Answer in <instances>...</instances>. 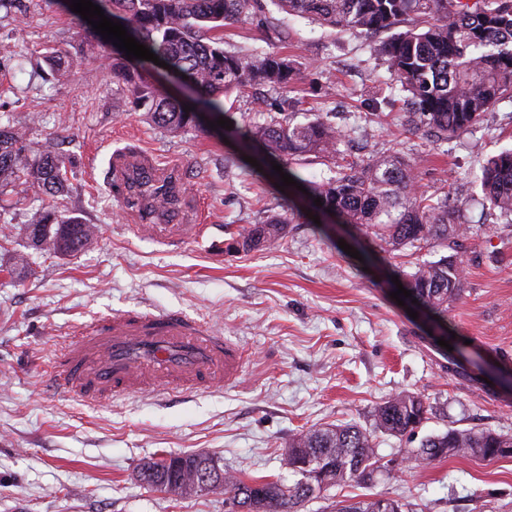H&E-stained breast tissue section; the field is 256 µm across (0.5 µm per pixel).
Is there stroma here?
Instances as JSON below:
<instances>
[{"mask_svg": "<svg viewBox=\"0 0 512 512\" xmlns=\"http://www.w3.org/2000/svg\"><path fill=\"white\" fill-rule=\"evenodd\" d=\"M383 39L292 17L268 2L260 18L225 26L224 48L300 57L310 65L304 79L285 90L258 85L228 94L224 117L235 136L207 124L175 135L113 83L112 42L76 28L59 0L0 8V122L24 135L30 164L54 141L67 169L58 196L0 182V512H227L219 489L149 492L141 465L163 454H204L224 470L289 483L284 458L298 434L349 422L371 428L376 405L402 392L423 397L428 419L412 439L376 433L384 458L401 460L403 449L451 427L512 433V389L504 383L512 373V223L483 214L471 184L488 157L512 147V103L447 141L410 133L404 95L390 89L385 65L372 56ZM52 51L83 64L56 73ZM293 99L297 121L334 113L345 160L399 154L427 195L463 204L472 222L460 252L465 284L444 327L467 376L449 374L434 323L411 318L392 297L397 269L412 271L449 248L392 252L354 226L317 225L305 200L244 161L241 134ZM126 146L180 167L185 203L208 210V236L174 248L123 231L127 217L106 171L110 153ZM48 212L95 226L93 240L68 255L34 248L26 227ZM272 218L287 223L278 244L232 250L243 227ZM136 307L202 319L246 349L243 376L209 391L109 403L57 392L49 361L75 324ZM367 495L412 502L417 512H512V455L403 462L371 485L321 492L301 512H329L336 497Z\"/></svg>", "mask_w": 512, "mask_h": 512, "instance_id": "35a3bbf8", "label": "stroma"}]
</instances>
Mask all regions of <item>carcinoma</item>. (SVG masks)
I'll return each mask as SVG.
<instances>
[{
    "mask_svg": "<svg viewBox=\"0 0 512 512\" xmlns=\"http://www.w3.org/2000/svg\"><path fill=\"white\" fill-rule=\"evenodd\" d=\"M289 16L310 17L335 30L377 33L401 24L406 29L379 44L377 55L386 64L390 85L406 94L410 106L404 122L410 130L436 140L448 139L473 126L496 104L512 100V0H272ZM104 14L150 48L169 70L186 76L197 91L194 102L205 112L224 113V95L256 85L288 89L300 79L298 61L277 52L232 54L224 51V26L263 8L262 0H97ZM152 61L122 55L112 58L113 77L130 92L133 102L150 119L172 134L194 124L192 112L161 95L142 77ZM342 131L329 116L296 123L292 113L279 112L255 126L243 140L259 142L266 156L300 161L310 156L336 160ZM65 158L49 145L39 164L31 166L23 136L0 125V180L38 186L48 194L63 191ZM292 178L314 198L321 211H331L341 224H352L379 236L392 251L439 242L454 250L471 230L463 221L462 205L448 196L437 200L420 190L415 168L395 155L337 165L336 175L312 183L294 172ZM484 198L501 216L512 218V150L490 157L479 178ZM46 251L73 253L84 247L94 230L77 220H39ZM285 224L273 218L238 233L244 253L272 246L282 239ZM404 287L432 314L442 318L448 305L463 292L465 267L455 255L425 261L399 274ZM421 396L402 392L374 410V429L391 436L412 435L426 420ZM512 450V434L493 430L448 429L425 437L417 448H406L401 460L428 465L451 457L494 460ZM171 470L168 456L143 465L140 480L163 494L190 495L202 471L204 455H177ZM285 465L297 479L247 482L225 472L215 488L224 490L229 512H298L304 503L332 487L368 485L376 473L392 474L395 460L381 462L372 432L355 423L310 429L295 437ZM336 512H414L412 503L374 497L336 503Z\"/></svg>",
    "mask_w": 512,
    "mask_h": 512,
    "instance_id": "1",
    "label": "carcinoma"
}]
</instances>
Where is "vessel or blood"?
<instances>
[{"label":"vessel or blood","mask_w":512,"mask_h":512,"mask_svg":"<svg viewBox=\"0 0 512 512\" xmlns=\"http://www.w3.org/2000/svg\"><path fill=\"white\" fill-rule=\"evenodd\" d=\"M109 187L131 208V232L149 233L169 246L205 229L197 210L175 205L168 215L151 211L156 192L182 197L180 169L153 153L122 148L109 160ZM247 353L183 312L117 311L84 325L70 344L54 354L51 380L62 393L85 401L114 399L137 391L191 393L215 383L237 381Z\"/></svg>","instance_id":"b4317fda"}]
</instances>
